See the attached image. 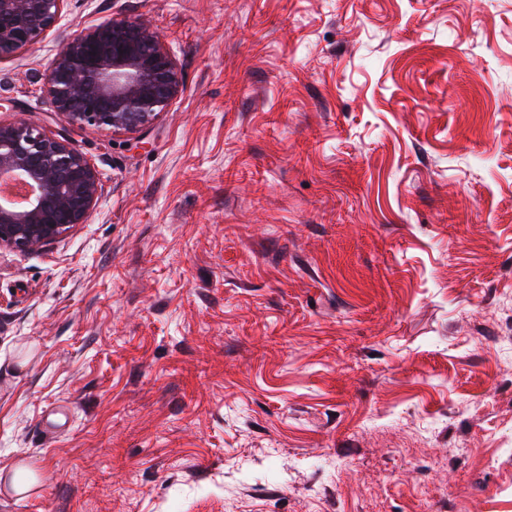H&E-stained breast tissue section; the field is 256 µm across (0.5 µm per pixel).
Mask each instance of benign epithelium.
<instances>
[{
	"instance_id": "7a95c632",
	"label": "benign epithelium",
	"mask_w": 512,
	"mask_h": 512,
	"mask_svg": "<svg viewBox=\"0 0 512 512\" xmlns=\"http://www.w3.org/2000/svg\"><path fill=\"white\" fill-rule=\"evenodd\" d=\"M67 0H0V60L36 44L62 18ZM182 91L180 69L150 26L112 19L60 44L44 92L71 128L137 132ZM19 176L24 206L0 198V246L36 252L85 224L103 194L98 171L68 134L0 125V179Z\"/></svg>"
}]
</instances>
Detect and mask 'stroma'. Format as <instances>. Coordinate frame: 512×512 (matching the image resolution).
<instances>
[{
  "mask_svg": "<svg viewBox=\"0 0 512 512\" xmlns=\"http://www.w3.org/2000/svg\"><path fill=\"white\" fill-rule=\"evenodd\" d=\"M112 18L183 87L0 247V512H512V0H68L0 124Z\"/></svg>",
  "mask_w": 512,
  "mask_h": 512,
  "instance_id": "1",
  "label": "stroma"
}]
</instances>
